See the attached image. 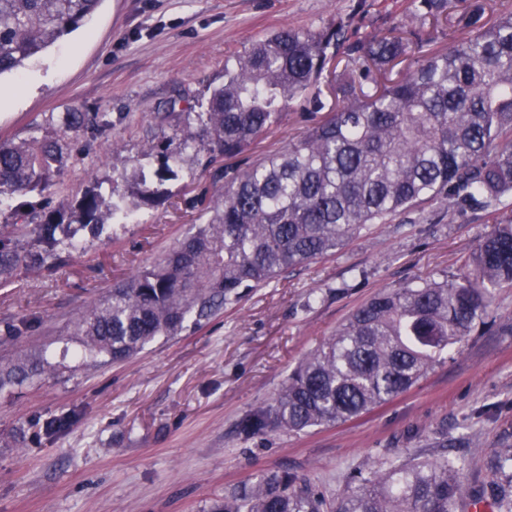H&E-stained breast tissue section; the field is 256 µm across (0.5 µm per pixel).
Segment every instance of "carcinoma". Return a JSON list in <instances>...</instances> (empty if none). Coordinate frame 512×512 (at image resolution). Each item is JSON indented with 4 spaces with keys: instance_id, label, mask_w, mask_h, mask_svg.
<instances>
[{
    "instance_id": "obj_1",
    "label": "carcinoma",
    "mask_w": 512,
    "mask_h": 512,
    "mask_svg": "<svg viewBox=\"0 0 512 512\" xmlns=\"http://www.w3.org/2000/svg\"><path fill=\"white\" fill-rule=\"evenodd\" d=\"M101 0H0V76L71 33ZM487 0H418L410 20L452 18L473 30L446 51L408 25L351 40L350 23L318 31L285 29L253 41L224 65L201 112L187 104L157 112L161 141L138 166L130 189L93 182L61 206L19 203L0 225V286L18 270H53L85 235L125 224L139 203L163 195L187 154L206 153L214 183L224 182L205 220L153 264L112 286L69 326L68 345L0 367V395L34 383L68 362L118 364L161 337L180 336L297 268L334 254L372 224L426 202L480 209L497 227L469 257L463 277L424 280L377 292L311 350L272 401L246 414L242 434L300 433L356 418L407 392L485 326L495 289L512 286V14L488 25ZM344 55L334 103L321 97L325 72ZM320 115L282 151L252 159L251 147L293 107ZM105 112L63 113L31 139L0 141V198L51 195L64 174L69 140L96 136ZM178 141L177 150H170ZM239 159L218 165L220 159ZM31 320L7 322L4 339L25 335ZM75 421L45 419L52 438ZM486 479L466 483V462L442 453L390 461L381 474L354 470L336 503L305 480L270 472L224 492L212 512H469L487 502L512 512V447L486 463Z\"/></svg>"
}]
</instances>
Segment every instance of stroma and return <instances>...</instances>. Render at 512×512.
<instances>
[{"mask_svg":"<svg viewBox=\"0 0 512 512\" xmlns=\"http://www.w3.org/2000/svg\"><path fill=\"white\" fill-rule=\"evenodd\" d=\"M408 0H102L80 28L18 73L0 78V139L71 110L105 112L111 127L78 139L52 196L80 197L96 180L135 177L159 136L153 115L178 94L205 102L224 64L256 39L287 28L317 31L339 20L356 38L401 26ZM309 124L293 110L252 149H283ZM185 163L136 223L73 250L54 271H21L0 287V324L35 319L31 332L0 341V364L18 352L63 347L64 332L112 285L181 240L210 188ZM494 229L482 210H422L375 224L335 255L249 292L196 331L159 338L120 364L67 369L0 396V512H210L224 491L271 471L310 481L336 500L350 469L391 458H465L470 482L512 446V288H499L489 326L417 385L369 413L305 434L248 438L237 429L268 403L288 373L376 292L466 274V257ZM73 410L53 438L38 422ZM24 427L25 442L8 439Z\"/></svg>","mask_w":512,"mask_h":512,"instance_id":"1","label":"stroma"}]
</instances>
